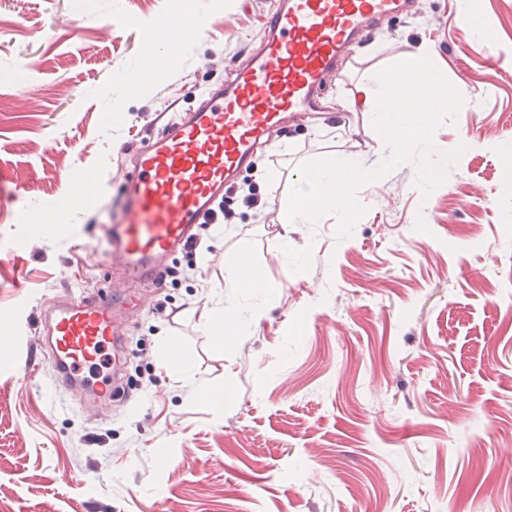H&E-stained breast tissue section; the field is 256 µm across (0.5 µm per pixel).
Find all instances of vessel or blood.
Masks as SVG:
<instances>
[{
	"instance_id": "b4317fda",
	"label": "vessel or blood",
	"mask_w": 512,
	"mask_h": 512,
	"mask_svg": "<svg viewBox=\"0 0 512 512\" xmlns=\"http://www.w3.org/2000/svg\"><path fill=\"white\" fill-rule=\"evenodd\" d=\"M411 0H273L259 46L224 83L201 90L191 108L160 111L157 134L133 152L120 179L121 217L109 225L108 261L123 280L159 283L170 259L251 162L255 149L288 130L287 119L317 106L328 78L350 60L385 19ZM191 15L161 20L144 38L158 44L192 39ZM100 179H74L66 209L95 199ZM137 296L114 289L60 296L44 314L40 348L61 387L80 388L96 406L110 405L119 386L122 322Z\"/></svg>"
}]
</instances>
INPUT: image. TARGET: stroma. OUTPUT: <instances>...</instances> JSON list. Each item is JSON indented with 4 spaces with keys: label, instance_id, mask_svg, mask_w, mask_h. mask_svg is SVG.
I'll return each mask as SVG.
<instances>
[{
    "label": "stroma",
    "instance_id": "35a3bbf8",
    "mask_svg": "<svg viewBox=\"0 0 512 512\" xmlns=\"http://www.w3.org/2000/svg\"><path fill=\"white\" fill-rule=\"evenodd\" d=\"M272 2L0 5V320L18 334L0 347V512H512V0H478L487 46L456 0H416L354 50L320 93L327 119L294 124L239 177L223 239L178 255L176 283L139 285L122 370L138 384L110 412L59 387L37 347L63 289L120 280L98 261L120 188L57 211L71 177L122 166L157 111L223 82ZM187 11L201 34L155 80L143 37ZM421 44L469 102L435 133L440 150L466 147L448 181L425 199L400 165L359 190L368 211L342 241L333 216L282 227L303 162L379 161L358 88ZM284 240L311 248L310 270L291 272ZM241 262L262 288L226 286ZM228 305L245 324L218 346L205 313ZM168 340L191 355L188 380L167 369Z\"/></svg>",
    "mask_w": 512,
    "mask_h": 512
}]
</instances>
